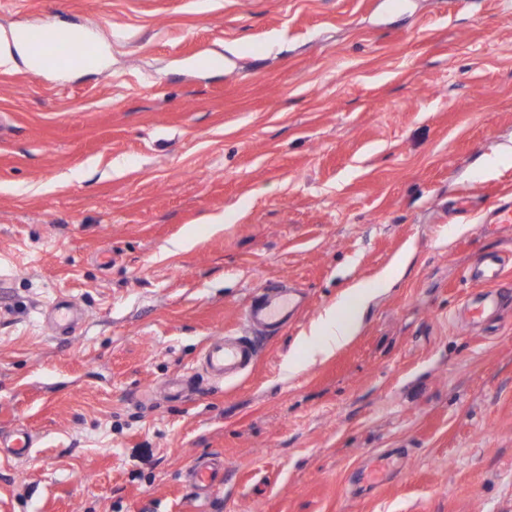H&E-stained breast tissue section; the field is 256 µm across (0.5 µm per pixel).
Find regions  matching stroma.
I'll list each match as a JSON object with an SVG mask.
<instances>
[{
    "mask_svg": "<svg viewBox=\"0 0 512 512\" xmlns=\"http://www.w3.org/2000/svg\"><path fill=\"white\" fill-rule=\"evenodd\" d=\"M45 22L105 54L0 53V435H34L0 512H195L208 456L207 512H512V307L463 314L479 255L512 290V224H481L512 202V0H0V30ZM382 278L304 366L310 325ZM281 281L295 324L242 378L197 376ZM56 300L83 311L67 341ZM224 460L221 457L201 458L194 461L186 472V480L194 492L195 500L205 505L221 483Z\"/></svg>",
    "mask_w": 512,
    "mask_h": 512,
    "instance_id": "1",
    "label": "stroma"
}]
</instances>
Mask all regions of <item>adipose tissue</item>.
<instances>
[{"instance_id": "obj_1", "label": "adipose tissue", "mask_w": 512, "mask_h": 512, "mask_svg": "<svg viewBox=\"0 0 512 512\" xmlns=\"http://www.w3.org/2000/svg\"><path fill=\"white\" fill-rule=\"evenodd\" d=\"M374 294V289L355 287L347 299L337 307L326 310L312 323L302 338L306 364L311 365L328 358L356 336L362 308Z\"/></svg>"}]
</instances>
